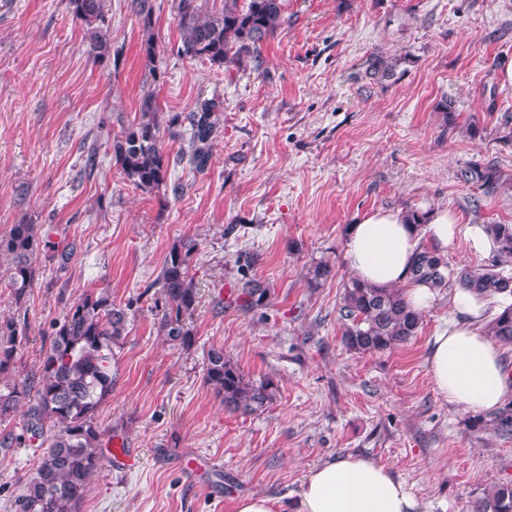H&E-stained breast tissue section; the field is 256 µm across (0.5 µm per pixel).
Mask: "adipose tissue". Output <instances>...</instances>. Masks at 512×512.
Wrapping results in <instances>:
<instances>
[{
  "instance_id": "ef3b65f1",
  "label": "adipose tissue",
  "mask_w": 512,
  "mask_h": 512,
  "mask_svg": "<svg viewBox=\"0 0 512 512\" xmlns=\"http://www.w3.org/2000/svg\"><path fill=\"white\" fill-rule=\"evenodd\" d=\"M424 230L402 210H378L351 225L345 247L354 276L377 288L405 286L416 310L432 303L435 291L413 281L410 269L420 233L439 246L463 236L476 255L496 250L497 244L479 224L459 225L448 210L425 215ZM486 306L471 291L454 293L448 323L433 338L428 372L446 401L480 413H491L512 397V373L501 347L483 331ZM417 503L405 485L386 467L372 460L344 455L313 468L305 478L297 512H416Z\"/></svg>"
}]
</instances>
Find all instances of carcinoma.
Wrapping results in <instances>:
<instances>
[{"label":"carcinoma","mask_w":512,"mask_h":512,"mask_svg":"<svg viewBox=\"0 0 512 512\" xmlns=\"http://www.w3.org/2000/svg\"><path fill=\"white\" fill-rule=\"evenodd\" d=\"M130 12L143 29L140 51L152 64L158 56L154 39L152 0H130ZM73 18L87 32V54L93 61H111L112 46L103 31V0H67ZM174 20L181 32L177 53L214 65L240 66L257 59L262 42L284 22V0H172ZM400 58L374 55L369 74L381 79L395 75ZM215 103L205 100L189 116L185 154L193 168L203 171L212 157L218 132ZM162 112L154 92L142 95L138 118L112 142V157L124 178L144 192L166 184L168 160L160 139ZM483 195L495 194L503 174L492 163L473 164L461 173ZM487 232L496 241V266L483 270L464 268L455 282L480 297L512 296V277L498 267L512 262V224H489ZM41 243L36 224L11 225L0 236V255L10 259V288L14 303L21 306L39 276L36 264ZM197 244L181 240L168 251L156 280L159 330L172 345L185 351L196 343V332L187 322L197 303L192 274ZM447 263L437 248L423 247L411 270L413 279L434 288L448 286ZM241 295L254 307L265 305L268 286L253 277L241 280ZM337 320L341 342L351 352L374 354L394 349L417 335L422 315L414 310L401 288H375L353 277L344 284ZM127 312L112 302L104 289L87 291L70 303L62 320L45 336L49 341L38 368L22 381L21 351L28 341L25 324L11 318L0 321V423L11 419L17 406L27 405L21 432L0 440V455L12 448H38L40 464L17 496L19 512H80L90 478L102 466L105 441L112 432L96 419L101 404L112 393V345L125 336ZM487 335L503 345H512V304L498 309L487 324ZM205 382L224 404V409L242 415L267 408L275 399L277 385L270 379L252 381L221 347L211 348L205 358ZM492 427L504 438L512 436V401L492 419L473 418L472 428ZM470 512H512V480L499 481L473 502Z\"/></svg>","instance_id":"obj_1"}]
</instances>
